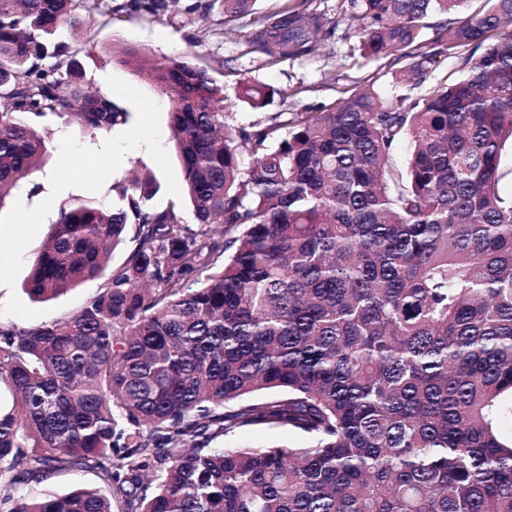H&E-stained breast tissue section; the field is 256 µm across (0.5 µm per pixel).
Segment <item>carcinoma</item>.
Segmentation results:
<instances>
[{"instance_id":"carcinoma-1","label":"carcinoma","mask_w":512,"mask_h":512,"mask_svg":"<svg viewBox=\"0 0 512 512\" xmlns=\"http://www.w3.org/2000/svg\"><path fill=\"white\" fill-rule=\"evenodd\" d=\"M100 2L0 0V205L49 155L33 120L94 133L127 120L59 61L56 32L81 29ZM254 2L222 0L230 21ZM465 2L347 11L363 56L406 58L412 84L432 63L426 20ZM167 9L126 0L115 12ZM324 27L285 0L251 45L269 62L312 57ZM435 41L485 49L428 96L356 91L300 113L284 139L276 123L232 131L206 70L119 48L173 94L195 224L174 201L152 203L147 169L111 186L112 205L59 206L26 294L105 281L71 316L0 327V512H512V194L500 189L512 0H486ZM131 224L134 248L111 269ZM263 426L306 444L210 447ZM66 468L97 471L108 492L14 495Z\"/></svg>"}]
</instances>
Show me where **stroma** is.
I'll list each match as a JSON object with an SVG mask.
<instances>
[{
    "label": "stroma",
    "instance_id": "obj_1",
    "mask_svg": "<svg viewBox=\"0 0 512 512\" xmlns=\"http://www.w3.org/2000/svg\"><path fill=\"white\" fill-rule=\"evenodd\" d=\"M191 0H180L165 15L140 14L95 16L81 33H63L78 77L91 91L112 95L127 111L128 120L108 133H92L71 119L48 116L39 126L48 132L51 156L29 183L23 184L0 206V325L32 327L76 312L97 294L101 280H89L57 298L35 302L24 291L32 261L52 224L60 203L77 198H108L110 186L130 172L148 167L159 189L153 199L158 207L181 200L183 169L169 126L173 105L170 94L150 84L114 55L115 46L141 49L154 59L183 57L204 68L224 88L225 120L234 129L253 131L268 124L288 126L298 113L317 112L333 106L358 89L373 88L384 100L414 91L425 96L436 87L459 77L464 57L474 47L436 54L415 88L398 82L401 65L383 57L361 56L360 39L348 26L343 0H307L322 13L333 35L312 59H287L275 64L250 51L254 18H274L283 0H257L254 14L236 22L226 21L220 4L207 13H185ZM273 90L266 106L244 102L245 86ZM40 185L32 193V185ZM93 471L53 473L44 481L19 484L16 496L33 499L47 489L66 493L76 487L102 488Z\"/></svg>",
    "mask_w": 512,
    "mask_h": 512
}]
</instances>
